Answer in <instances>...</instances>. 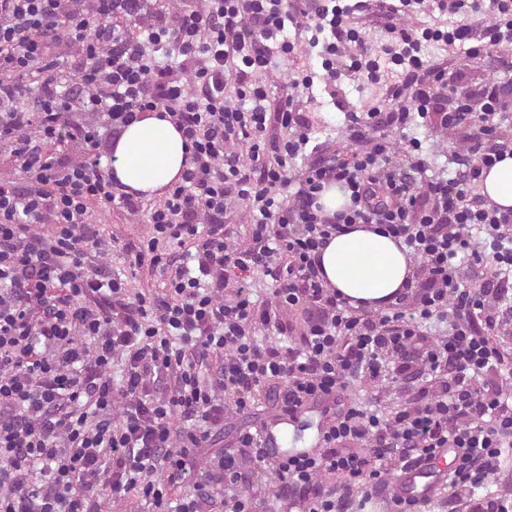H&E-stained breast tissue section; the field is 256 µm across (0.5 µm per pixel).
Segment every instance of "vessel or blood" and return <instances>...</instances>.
<instances>
[{
    "instance_id": "b4317fda",
    "label": "vessel or blood",
    "mask_w": 512,
    "mask_h": 512,
    "mask_svg": "<svg viewBox=\"0 0 512 512\" xmlns=\"http://www.w3.org/2000/svg\"><path fill=\"white\" fill-rule=\"evenodd\" d=\"M453 451L440 448L433 456L415 467L400 469L392 482V498L388 512H395L398 501L428 504L438 499L448 487L450 471L446 465Z\"/></svg>"
}]
</instances>
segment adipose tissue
Here are the masks:
<instances>
[{
    "label": "adipose tissue",
    "mask_w": 512,
    "mask_h": 512,
    "mask_svg": "<svg viewBox=\"0 0 512 512\" xmlns=\"http://www.w3.org/2000/svg\"><path fill=\"white\" fill-rule=\"evenodd\" d=\"M112 156L119 182L151 197L179 181L187 149L170 118L144 112L115 138ZM480 189L491 204L512 209L511 155L483 170ZM320 265L328 287L351 305L372 309L394 302L412 275L407 247L372 224H355L333 236L321 252Z\"/></svg>",
    "instance_id": "adipose-tissue-1"
}]
</instances>
